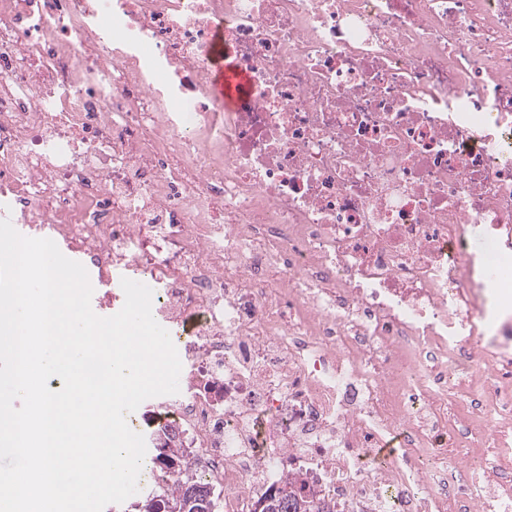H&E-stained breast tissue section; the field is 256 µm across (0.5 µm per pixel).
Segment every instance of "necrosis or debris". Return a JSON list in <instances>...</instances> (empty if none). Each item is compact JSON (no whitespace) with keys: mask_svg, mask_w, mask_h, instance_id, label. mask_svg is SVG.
<instances>
[{"mask_svg":"<svg viewBox=\"0 0 512 512\" xmlns=\"http://www.w3.org/2000/svg\"><path fill=\"white\" fill-rule=\"evenodd\" d=\"M3 219L151 283L216 512H512V0H0ZM215 77L216 84L221 93H224V90L228 93L234 94L237 93V90L240 87H243L245 84V77L242 74L235 73L229 70L227 67L224 69V57L222 54V43H221V32L218 31L215 37ZM300 491L293 483L274 493L269 491L258 498L256 512H309L312 504Z\"/></svg>","mask_w":512,"mask_h":512,"instance_id":"obj_1","label":"necrosis or debris"}]
</instances>
